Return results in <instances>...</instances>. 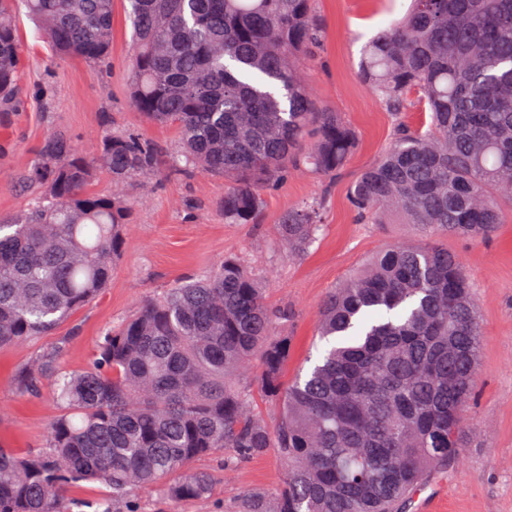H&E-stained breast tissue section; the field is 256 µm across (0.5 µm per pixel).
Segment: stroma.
Segmentation results:
<instances>
[{
	"instance_id": "stroma-1",
	"label": "stroma",
	"mask_w": 512,
	"mask_h": 512,
	"mask_svg": "<svg viewBox=\"0 0 512 512\" xmlns=\"http://www.w3.org/2000/svg\"><path fill=\"white\" fill-rule=\"evenodd\" d=\"M408 6L409 0H315L323 37L306 70L307 83L322 108L339 113L355 130L358 144L337 176L309 170L289 174L264 194L252 224L225 222L223 178L198 170L170 175L169 163L180 150L176 127L149 121L130 101L127 0H113L111 51L96 69L78 59L57 58L35 24L26 15L16 16L23 52L17 103L0 109V222L17 219L43 194V186L25 177L51 135L63 134L78 151L92 155L104 134L135 133L158 150L162 164L154 175L133 178L124 188V246L103 293L58 325L53 335L0 346V447L20 454L42 448L60 411L51 379H43L39 395L21 391L16 376L22 368L59 345L67 369H86L107 328L165 288L206 274L230 253L259 279L270 306L291 313L284 328L289 346L282 381L307 369L309 355L320 345L317 317L329 291L387 245L418 238L406 224L358 223L348 201L352 181L388 146L396 120L415 128L429 123L421 93H412L406 112L397 117L360 75L364 44ZM312 200L324 207L320 238L304 256L290 257L280 242L279 219ZM442 244L459 255L473 285L481 360L465 458L431 475L424 495L429 512H512V215L488 240L451 236ZM197 465L214 477L212 500L164 502L154 490L138 489L133 497L140 512H229L242 493L277 491L286 478V466L272 450L244 462L227 450L199 459Z\"/></svg>"
}]
</instances>
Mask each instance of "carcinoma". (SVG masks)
<instances>
[{
    "label": "carcinoma",
    "instance_id": "cac0c4a2",
    "mask_svg": "<svg viewBox=\"0 0 512 512\" xmlns=\"http://www.w3.org/2000/svg\"><path fill=\"white\" fill-rule=\"evenodd\" d=\"M132 104L177 126L171 171L230 181L224 220L249 224L262 196L300 168L333 177L357 135L319 107L302 67L320 40L314 0H127ZM26 10L52 51L94 68L111 48L112 0H0V107L16 92L22 52L14 15ZM361 72L392 112L423 94L424 131L394 126L382 155L349 188L357 216L401 223L431 240L375 254L326 296L323 346L281 381L288 311L272 312L236 256L200 280L178 282L106 330L92 365L61 366L53 346L18 376L25 392L53 378L61 412L45 447L0 448V512H70L66 488L99 482L87 512H139L130 492L180 502L211 498L213 477L191 464L233 450L242 462L277 452L287 477L276 494L249 491L234 512H398L436 472L462 458L480 359L472 285L436 238H487L512 206V0H411L364 47ZM112 180L155 169L156 151L107 135L87 157L48 138L27 180L46 196L0 224V345L49 336L99 296L123 247V201L88 189L94 166ZM323 225L321 203L291 208L279 232L304 255ZM261 361L260 391L278 404L270 427L239 370Z\"/></svg>",
    "mask_w": 512,
    "mask_h": 512
}]
</instances>
